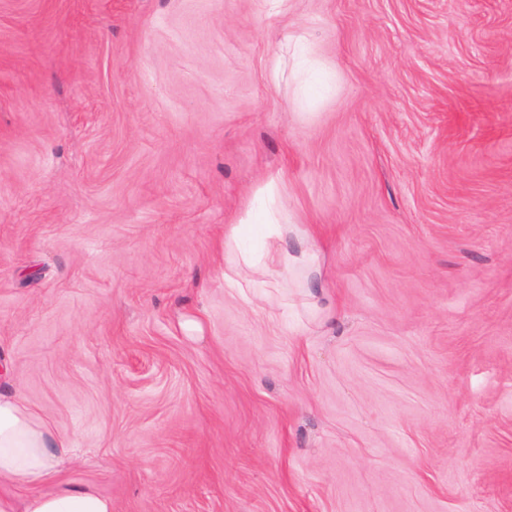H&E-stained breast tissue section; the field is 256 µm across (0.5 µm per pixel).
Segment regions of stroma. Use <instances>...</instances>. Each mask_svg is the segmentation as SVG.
<instances>
[{
  "label": "stroma",
  "instance_id": "35a3bbf8",
  "mask_svg": "<svg viewBox=\"0 0 512 512\" xmlns=\"http://www.w3.org/2000/svg\"><path fill=\"white\" fill-rule=\"evenodd\" d=\"M0 358L112 512H512V0H0ZM258 226V227H257ZM258 236L262 241L259 250L248 249L244 241ZM295 237L307 245L311 232L301 224H294L288 217V209L281 201L278 185L270 180L261 190V204H253L243 215L235 218L224 229V283L229 288L240 287L245 269L282 268L295 274L302 287L311 275L313 256L289 254L274 247L277 241Z\"/></svg>",
  "mask_w": 512,
  "mask_h": 512
}]
</instances>
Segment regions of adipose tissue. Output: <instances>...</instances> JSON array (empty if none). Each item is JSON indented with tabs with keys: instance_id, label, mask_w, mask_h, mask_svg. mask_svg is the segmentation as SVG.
I'll use <instances>...</instances> for the list:
<instances>
[{
	"instance_id": "ef3b65f1",
	"label": "adipose tissue",
	"mask_w": 512,
	"mask_h": 512,
	"mask_svg": "<svg viewBox=\"0 0 512 512\" xmlns=\"http://www.w3.org/2000/svg\"><path fill=\"white\" fill-rule=\"evenodd\" d=\"M307 242L311 233L291 222L276 182L261 191L260 206L247 209L224 229V281L236 288L247 269L281 268L297 284L311 275L310 256L278 249L279 241ZM71 441L56 434L0 372V512H112V500L93 489L60 481L73 458Z\"/></svg>"
}]
</instances>
